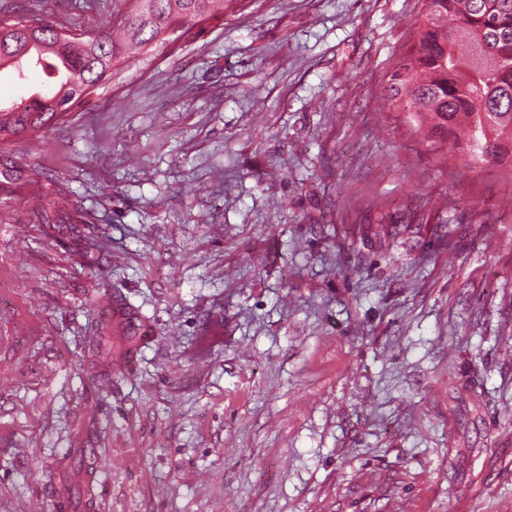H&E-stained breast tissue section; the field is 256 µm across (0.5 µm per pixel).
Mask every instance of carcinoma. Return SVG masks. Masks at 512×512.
Segmentation results:
<instances>
[{
    "label": "carcinoma",
    "instance_id": "obj_1",
    "mask_svg": "<svg viewBox=\"0 0 512 512\" xmlns=\"http://www.w3.org/2000/svg\"><path fill=\"white\" fill-rule=\"evenodd\" d=\"M223 4L154 0L153 16L126 11L116 28L100 24L85 39L59 35L33 13L0 17L29 24L0 40V66L14 63L20 80L32 72L51 81L45 93L8 106L0 99V136L36 131L81 104L112 74L119 43L147 46L170 29L187 33ZM391 104L474 163L503 162L512 141V0H426L417 41L391 75Z\"/></svg>",
    "mask_w": 512,
    "mask_h": 512
}]
</instances>
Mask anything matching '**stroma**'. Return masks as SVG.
Masks as SVG:
<instances>
[{
  "label": "stroma",
  "mask_w": 512,
  "mask_h": 512,
  "mask_svg": "<svg viewBox=\"0 0 512 512\" xmlns=\"http://www.w3.org/2000/svg\"><path fill=\"white\" fill-rule=\"evenodd\" d=\"M424 14L224 0L0 137V512H512V153L384 101Z\"/></svg>",
  "instance_id": "obj_1"
}]
</instances>
